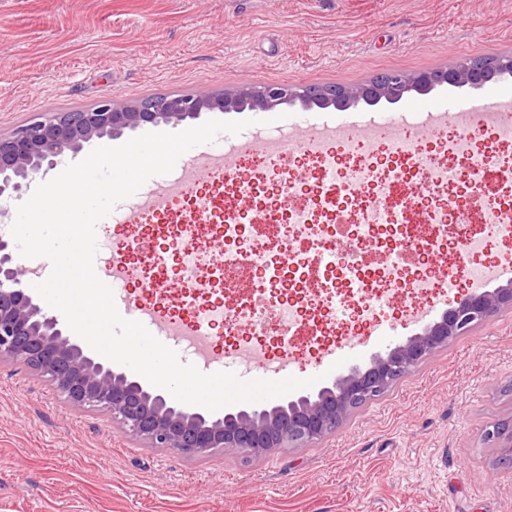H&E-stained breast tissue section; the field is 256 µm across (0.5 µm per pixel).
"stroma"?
<instances>
[{"mask_svg":"<svg viewBox=\"0 0 512 512\" xmlns=\"http://www.w3.org/2000/svg\"><path fill=\"white\" fill-rule=\"evenodd\" d=\"M512 55V0H0V134L56 112L245 84L362 85L382 72ZM512 97L414 92L340 112L280 106L263 133L389 121L427 135L420 104ZM415 298L378 306L350 366L413 334ZM218 370L261 378L279 352L243 360L210 329ZM512 416V310L457 338L306 448L259 460L228 449L185 458L77 409L23 363L0 362V512H512V470L484 432Z\"/></svg>","mask_w":512,"mask_h":512,"instance_id":"stroma-1","label":"stroma"}]
</instances>
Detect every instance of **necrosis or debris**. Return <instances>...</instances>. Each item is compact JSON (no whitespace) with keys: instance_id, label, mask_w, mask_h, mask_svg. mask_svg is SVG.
<instances>
[{"instance_id":"necrosis-or-debris-1","label":"necrosis or debris","mask_w":512,"mask_h":512,"mask_svg":"<svg viewBox=\"0 0 512 512\" xmlns=\"http://www.w3.org/2000/svg\"><path fill=\"white\" fill-rule=\"evenodd\" d=\"M461 116V110L449 112L446 130L429 150L396 127L381 144L370 135L355 144L324 137L294 156L286 138L266 140L263 155L273 167L213 176L222 195L209 200L206 213L190 209L169 224L125 225L115 257L156 300L170 302L166 320L185 332L202 328L199 301L218 292L222 304L209 316L223 320L226 335L273 336L287 354L295 349L294 324L308 331L311 343L329 340L318 317L341 295L354 299L353 330L362 334L371 306L403 291L429 296L451 277L474 279L472 258L484 246L480 225H495L512 241V201L497 196L485 203L476 192L512 180V151L499 150L512 148V119L493 123L497 149L477 151L479 130L465 128ZM310 173L313 185L299 192ZM418 175L432 188L411 202L405 187ZM245 191L262 209L255 234L239 210ZM152 236L163 239L161 250H144ZM375 248L393 255V262H366ZM217 249L224 266L212 273L207 259ZM173 253L181 262L172 277L167 263Z\"/></svg>"}]
</instances>
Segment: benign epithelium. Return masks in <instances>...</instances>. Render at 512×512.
<instances>
[{
  "label": "benign epithelium",
  "instance_id": "obj_1",
  "mask_svg": "<svg viewBox=\"0 0 512 512\" xmlns=\"http://www.w3.org/2000/svg\"><path fill=\"white\" fill-rule=\"evenodd\" d=\"M501 72H512L511 55L465 70L449 68L443 71L441 81L430 72L413 76L386 73L367 85L323 92L248 85L232 93L202 90L136 103L106 98L89 110L58 112L9 136L0 135V201L21 197L66 153L76 155L91 141L116 138L127 129L178 124L204 112H269L282 104L338 110L361 103L395 104L408 92L426 94L445 84L480 88ZM24 276L9 242L0 238V360L22 361L71 406L102 412L123 433L187 458L237 448L258 459L277 448L315 444L336 433L355 409L385 394L454 339L512 309V282L467 292L448 303L441 317L420 332L371 356L365 366L351 368L315 393L214 416L201 407L175 404L126 372L98 361L36 301L26 289ZM485 439L499 448L498 464L511 470L512 420L487 430Z\"/></svg>",
  "mask_w": 512,
  "mask_h": 512
}]
</instances>
